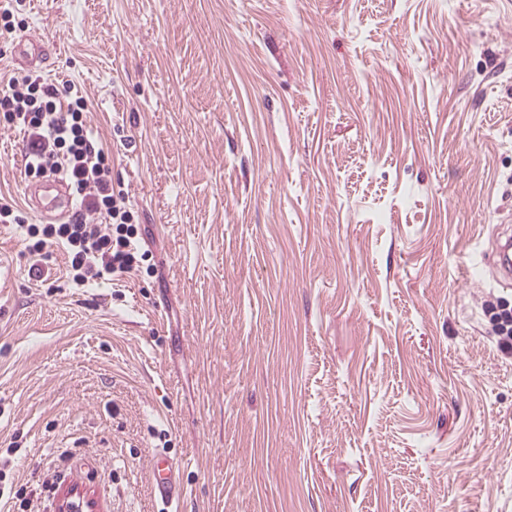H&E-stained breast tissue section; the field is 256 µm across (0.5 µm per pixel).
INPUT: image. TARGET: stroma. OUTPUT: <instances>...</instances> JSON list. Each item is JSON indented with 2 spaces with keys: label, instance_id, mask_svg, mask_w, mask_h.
<instances>
[{
  "label": "stroma",
  "instance_id": "1",
  "mask_svg": "<svg viewBox=\"0 0 512 512\" xmlns=\"http://www.w3.org/2000/svg\"><path fill=\"white\" fill-rule=\"evenodd\" d=\"M151 272L0 229V512H512V0H26ZM23 133L0 193L28 223ZM493 265L499 272L500 282L506 288L512 286V239L511 236L505 238L504 243L499 240L493 253ZM154 477V491L165 505V510H171L184 494V488L174 471L167 456L157 454L151 462ZM82 511H96V503L86 491L78 487H71L61 494L58 512Z\"/></svg>",
  "mask_w": 512,
  "mask_h": 512
}]
</instances>
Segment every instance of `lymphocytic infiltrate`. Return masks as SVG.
<instances>
[{
    "instance_id": "f902f5d3",
    "label": "lymphocytic infiltrate",
    "mask_w": 512,
    "mask_h": 512,
    "mask_svg": "<svg viewBox=\"0 0 512 512\" xmlns=\"http://www.w3.org/2000/svg\"><path fill=\"white\" fill-rule=\"evenodd\" d=\"M82 92L58 96L38 75L17 72L0 88V127L20 129L27 139L24 174L60 175L70 186L75 210L59 224H30L13 199L0 196V225L19 230L33 262L28 274L47 281L51 247L68 256L75 285L93 286L139 272L146 259L122 192L112 185V155L93 137Z\"/></svg>"
}]
</instances>
